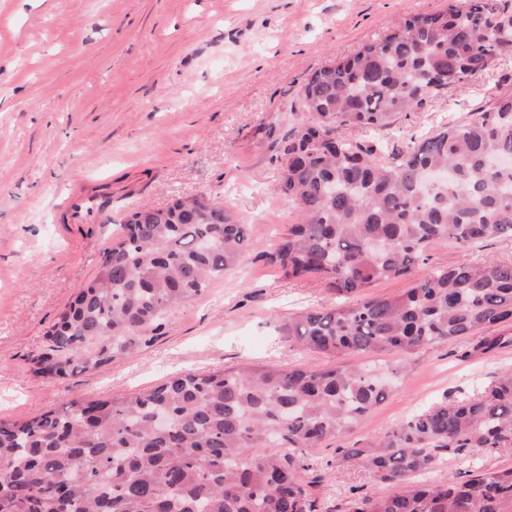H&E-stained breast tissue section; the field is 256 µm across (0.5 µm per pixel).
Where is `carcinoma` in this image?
Wrapping results in <instances>:
<instances>
[{"label":"carcinoma","instance_id":"obj_1","mask_svg":"<svg viewBox=\"0 0 512 512\" xmlns=\"http://www.w3.org/2000/svg\"><path fill=\"white\" fill-rule=\"evenodd\" d=\"M512 61V0L409 14L383 38L315 70L292 121L266 130L278 192L298 222L262 252L287 279L318 276L347 297L288 321L301 349L367 353L381 368L261 367L165 378L110 400L72 399L0 421V512H316L304 472L313 448L352 429L421 349L512 327V260L420 272L432 243L512 239V93L490 95L406 148L369 134L468 78ZM357 128L366 138L340 135ZM93 279L46 332L35 372L60 380L150 345L172 308L201 296L251 247L249 225L215 196L138 208ZM412 276L394 297L355 300ZM512 447V370L461 400L413 413L369 446L338 448L387 485L355 512H512V467L416 481L445 453ZM413 282L410 278L398 277L375 282L368 288L365 295L357 296V299H364L371 296H395L411 288Z\"/></svg>","mask_w":512,"mask_h":512}]
</instances>
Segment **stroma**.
Listing matches in <instances>:
<instances>
[{
  "label": "stroma",
  "mask_w": 512,
  "mask_h": 512,
  "mask_svg": "<svg viewBox=\"0 0 512 512\" xmlns=\"http://www.w3.org/2000/svg\"><path fill=\"white\" fill-rule=\"evenodd\" d=\"M449 0H0V419H26L75 398L118 397L164 377L244 362L322 366L282 332L288 318L336 303L315 276L289 281L264 250L297 220L277 192L280 169L262 128L286 122L307 77L378 39L410 13ZM472 77L397 116L383 131L409 143L485 105ZM112 184L94 223L59 219L74 182ZM221 196L254 246L241 265L172 311L150 346L55 381L31 359L44 333L94 275L104 248L137 208L174 194ZM429 267L512 259V240L464 251L438 242ZM512 367V329L428 346L382 404L313 452L305 479L318 512H353L386 494L338 449L367 445L415 410L457 399ZM512 466V448L449 455L434 480Z\"/></svg>",
  "instance_id": "obj_1"
}]
</instances>
